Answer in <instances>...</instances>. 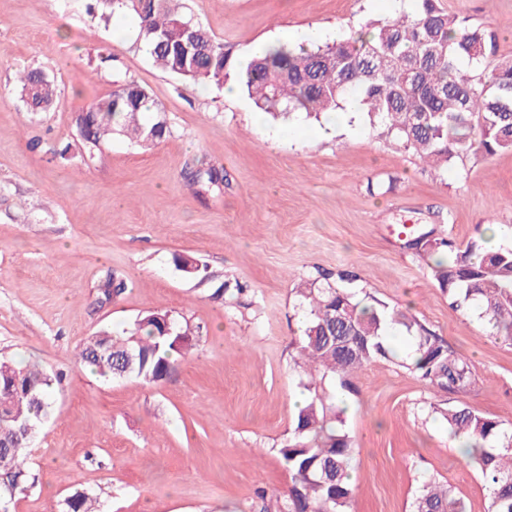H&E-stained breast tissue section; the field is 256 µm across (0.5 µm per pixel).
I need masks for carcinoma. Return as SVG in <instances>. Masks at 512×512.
<instances>
[{"mask_svg":"<svg viewBox=\"0 0 512 512\" xmlns=\"http://www.w3.org/2000/svg\"><path fill=\"white\" fill-rule=\"evenodd\" d=\"M179 0H92L89 11L108 21L116 14L138 20L137 41L163 71L193 83L224 85L229 69L255 106L275 118L304 112L316 116L342 110L348 97L360 100L370 121L414 151L426 164H449L464 152L491 156L512 150V57H496V31L473 26L438 6L417 0V11L400 13L369 27L368 38L290 47L276 45L264 56L235 65L223 45L190 16ZM196 32L186 50L182 26ZM21 100L31 112L56 102L57 84L38 69L18 78ZM162 108L144 86L130 81L77 111L75 138L91 154L112 137L148 147L168 132L167 122L141 121ZM430 249L453 258L433 267L442 289L457 306L475 310L490 335L512 341V248L487 251L437 238ZM339 284L299 289L305 313L294 365L311 376L313 395L298 410L293 436L277 449L291 474L288 494L277 512H348L353 496L355 448L345 430L344 410L334 393L319 391L327 381L353 392V376L396 352L389 332L406 334L412 352L405 367L438 393L467 391L472 369L462 356L409 312L370 298L357 301L343 282L349 272L325 274ZM167 311H146L119 333L103 331L83 344L78 359L110 379L156 383L190 346L192 332ZM54 378L0 359V507L34 481L27 465L29 439L21 421L39 426L49 414ZM449 435L481 475L490 495L489 512H512V428L465 404L434 407ZM96 500L75 493L67 512H97ZM413 512H467L446 485L427 481Z\"/></svg>","mask_w":512,"mask_h":512,"instance_id":"obj_1","label":"carcinoma"}]
</instances>
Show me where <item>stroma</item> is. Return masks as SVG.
Listing matches in <instances>:
<instances>
[{
  "label": "stroma",
  "mask_w": 512,
  "mask_h": 512,
  "mask_svg": "<svg viewBox=\"0 0 512 512\" xmlns=\"http://www.w3.org/2000/svg\"><path fill=\"white\" fill-rule=\"evenodd\" d=\"M439 4L492 26L498 56L512 57V0ZM181 10L237 63L287 28L318 25L339 40L389 17L386 0H182ZM28 68L56 77L50 112L21 101L15 76ZM129 81L164 108L166 137L143 149L117 136L90 162L67 150L74 113ZM256 112L245 94L229 100L162 72L84 0H0V357L62 377L32 444L35 481L8 512H66L78 491L100 512L275 508L291 484L277 450L303 392L296 287L341 270L353 272L352 291L411 307L474 378L468 391L438 394L386 360L353 377L351 512H411L431 479L487 512L488 489L430 406L465 404L512 427V342L451 305L410 241L464 245L497 224V247L511 248L512 151L470 152L437 170L364 117L356 136L321 139L320 121L300 117L283 141L281 122ZM210 168L222 170L221 190L193 183ZM178 255L198 259L207 278L180 271ZM109 279L124 293L105 298ZM150 310L199 330L163 380H108L79 362L90 336Z\"/></svg>",
  "instance_id": "1"
}]
</instances>
